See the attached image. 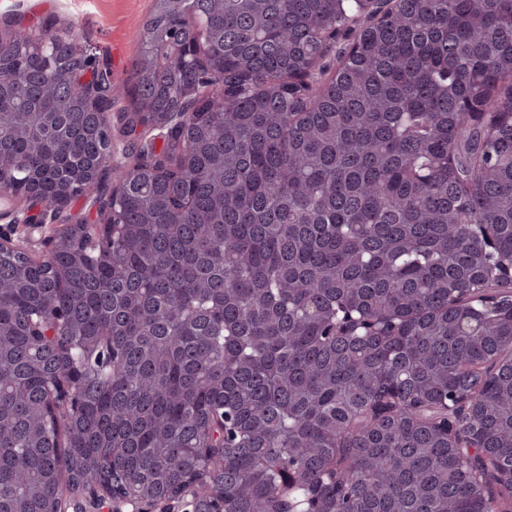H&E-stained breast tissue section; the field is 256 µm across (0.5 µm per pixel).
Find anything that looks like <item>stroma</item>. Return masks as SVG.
<instances>
[{"instance_id":"1","label":"stroma","mask_w":512,"mask_h":512,"mask_svg":"<svg viewBox=\"0 0 512 512\" xmlns=\"http://www.w3.org/2000/svg\"><path fill=\"white\" fill-rule=\"evenodd\" d=\"M153 0H0V28L24 27L50 19L78 31L99 65L108 66L114 84L132 77L136 42Z\"/></svg>"}]
</instances>
